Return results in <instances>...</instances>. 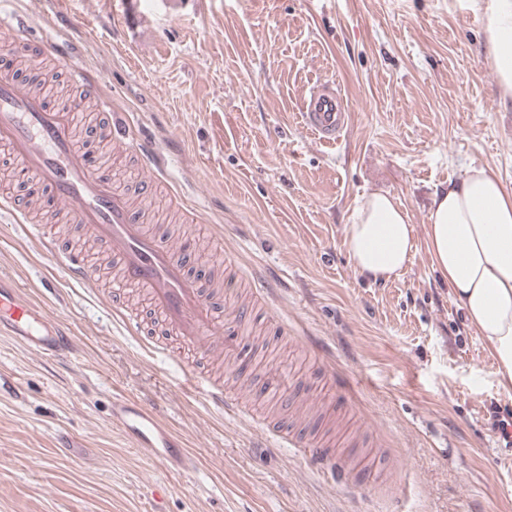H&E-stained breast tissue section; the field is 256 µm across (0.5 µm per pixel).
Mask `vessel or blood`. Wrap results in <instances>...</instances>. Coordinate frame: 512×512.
<instances>
[{"label": "vessel or blood", "mask_w": 512, "mask_h": 512, "mask_svg": "<svg viewBox=\"0 0 512 512\" xmlns=\"http://www.w3.org/2000/svg\"><path fill=\"white\" fill-rule=\"evenodd\" d=\"M70 76L97 110L108 109L96 83L81 68H71ZM302 117L321 143L336 144L349 121L336 84L314 87L305 99ZM0 148L12 159L16 178L32 193L50 192L57 204L68 206L77 223L90 228L112 259L116 288L145 291L150 309L162 321V333L153 338V347L166 349L173 339L201 359L218 349L228 353L240 348L237 329L225 322L223 307L210 301L203 284L189 273L186 255L148 229L133 199L116 186L109 167L91 163L88 149L76 137L72 109L47 108L39 93L1 76ZM54 257L70 279L82 284L93 281L94 273L82 253L58 250ZM0 334L43 356L62 357L72 348V338L64 329L41 323L34 309L11 288L0 287ZM265 391L293 405L304 404L310 397L309 386L297 381L285 385L275 379ZM112 421L134 439L137 448L165 463L171 472L181 474L193 467L194 460L182 449L180 439L151 409L120 397L112 402ZM278 437L334 469L335 457L311 448L305 437L283 431Z\"/></svg>", "instance_id": "1"}]
</instances>
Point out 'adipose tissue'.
<instances>
[{
  "mask_svg": "<svg viewBox=\"0 0 512 512\" xmlns=\"http://www.w3.org/2000/svg\"><path fill=\"white\" fill-rule=\"evenodd\" d=\"M485 19L484 52L503 100L512 101V0H471ZM347 255L364 277L400 276L415 248L407 211L372 193L344 228ZM432 264L447 279L492 357L499 382L512 393V191L487 166L468 167L438 191L428 219Z\"/></svg>",
  "mask_w": 512,
  "mask_h": 512,
  "instance_id": "obj_1",
  "label": "adipose tissue"
}]
</instances>
